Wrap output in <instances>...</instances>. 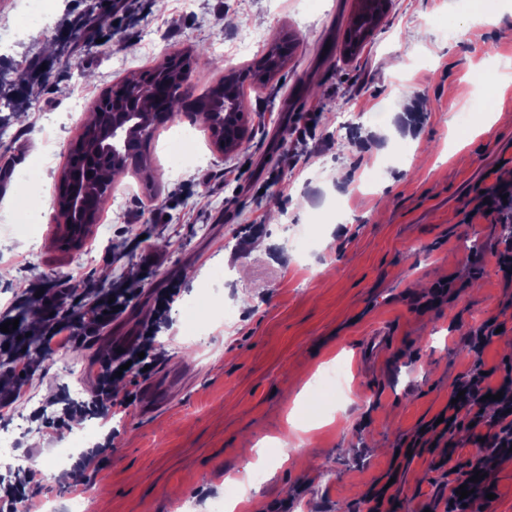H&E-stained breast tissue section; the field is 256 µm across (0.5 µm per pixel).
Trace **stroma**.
I'll list each match as a JSON object with an SVG mask.
<instances>
[{
	"instance_id": "35a3bbf8",
	"label": "stroma",
	"mask_w": 512,
	"mask_h": 512,
	"mask_svg": "<svg viewBox=\"0 0 512 512\" xmlns=\"http://www.w3.org/2000/svg\"><path fill=\"white\" fill-rule=\"evenodd\" d=\"M442 0H391L356 55L345 56L357 0H131L114 15L101 45L86 49L78 68L54 65L32 94L28 119L0 132V318L18 320L15 336L0 339V377L17 385L0 418V434L15 421L21 466L0 460L7 483L24 484L36 500L71 497L89 512H212L233 495L231 476L244 478L254 512H369L373 487L389 485L393 512H423L448 479L423 451L397 456L416 430L448 404L458 375L483 362L512 372V280L494 248L506 225L474 214L476 194L492 188L493 169H512V81L486 99L473 70L486 58L512 59V36L471 28L449 47L450 20ZM84 0H56L43 22L30 23L25 0H0V32L13 36L8 58L36 55L57 43L63 22ZM253 27L264 38L251 53L228 55L235 33ZM296 46L271 79L255 78L275 41ZM187 57L195 95L224 74L246 73L244 145L218 150L208 125L178 112L158 125L145 170H125L103 209L108 223L91 226L92 259L63 239L56 204L66 154L87 117L113 85L153 69L170 54ZM396 61L388 71V61ZM85 95L69 112L74 87ZM384 113L381 123L338 130L339 112ZM59 118L60 155L37 166L46 113ZM199 162L180 178L169 172L181 138ZM26 172V181L17 173ZM355 218L346 234L324 224L312 244L295 247L282 231L304 224L335 201ZM279 242L271 259L264 239ZM215 281L226 312L199 307L195 278ZM89 283L99 295L132 291L113 337L140 347L139 330L153 328L150 355L158 368L186 373L151 408L134 404L109 416L105 442L89 439L93 456L79 484L50 467L61 440L94 412L86 398L97 386L100 342L78 339L47 354L43 329L27 321L28 299L53 294L65 281ZM177 282L166 312L153 293ZM213 319L212 341L198 350L188 311ZM503 323L482 355L465 335L485 320ZM382 349H363L376 331ZM342 366L345 387L320 404L322 374ZM80 381L84 396L69 389ZM324 417L310 432L296 423ZM276 439L271 454L288 459L275 473L250 475L256 454L243 444Z\"/></svg>"
}]
</instances>
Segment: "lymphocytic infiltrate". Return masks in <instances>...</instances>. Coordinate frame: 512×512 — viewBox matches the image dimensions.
<instances>
[{
    "instance_id": "lymphocytic-infiltrate-1",
    "label": "lymphocytic infiltrate",
    "mask_w": 512,
    "mask_h": 512,
    "mask_svg": "<svg viewBox=\"0 0 512 512\" xmlns=\"http://www.w3.org/2000/svg\"><path fill=\"white\" fill-rule=\"evenodd\" d=\"M76 293H79L77 285L70 283L49 300V318L42 340L44 349L66 347L78 336L92 338L101 335L127 302L123 295L116 296L110 302L88 292L83 294L82 302L78 303L74 300ZM150 362V357L141 358L133 352L119 358L104 356L97 372L99 389L92 401L93 407L111 408V386L118 369H125L127 376L136 379L144 376V367ZM495 388L499 389L502 397L490 404L494 406L495 413L489 416L485 410L490 405L486 404L484 397ZM495 388L488 383L482 366H474L459 374L454 386L460 394L457 403L442 411V423L426 424L424 429L416 432L407 446L411 452L419 448L439 447L441 455L434 463L435 468L439 469L453 459L457 448L455 434L458 430L468 429L471 442L478 444V453L458 467L453 480L455 487L465 486L469 495L462 499L458 494H449L444 512H475L476 505L485 500L486 494L484 482L473 481V474L487 473L490 457L503 456L512 451V377H504Z\"/></svg>"
}]
</instances>
